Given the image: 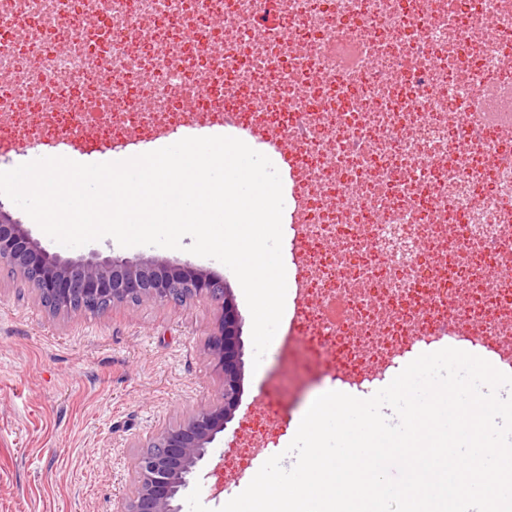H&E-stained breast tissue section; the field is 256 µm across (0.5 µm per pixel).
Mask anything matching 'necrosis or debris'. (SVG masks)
I'll return each mask as SVG.
<instances>
[{"mask_svg":"<svg viewBox=\"0 0 512 512\" xmlns=\"http://www.w3.org/2000/svg\"><path fill=\"white\" fill-rule=\"evenodd\" d=\"M349 35L370 45L369 67L314 55ZM308 62L306 96L283 101ZM12 83L62 136L106 111L107 139L119 122H183L196 85L215 103L236 92L304 146L289 345L360 392L376 381L366 364L417 343L478 346L512 369L498 342L512 323V99L490 120L479 97L512 89V0H0V109L13 116Z\"/></svg>","mask_w":512,"mask_h":512,"instance_id":"4bbe7bcc","label":"necrosis or debris"}]
</instances>
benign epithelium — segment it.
Here are the masks:
<instances>
[{
	"label": "benign epithelium",
	"mask_w": 512,
	"mask_h": 512,
	"mask_svg": "<svg viewBox=\"0 0 512 512\" xmlns=\"http://www.w3.org/2000/svg\"><path fill=\"white\" fill-rule=\"evenodd\" d=\"M16 271L56 317L93 313L141 302L179 308L205 299L219 312L207 339L212 371L221 382L215 399L178 427L162 426L133 465V484L117 512H181L173 505L189 486L217 474L211 448L233 418L243 391L241 319L224 279L187 264L91 252L66 257L51 252L24 225L0 211V264Z\"/></svg>",
	"instance_id": "7a95c632"
}]
</instances>
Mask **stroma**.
Instances as JSON below:
<instances>
[{
  "label": "stroma",
  "instance_id": "35a3bbf8",
  "mask_svg": "<svg viewBox=\"0 0 512 512\" xmlns=\"http://www.w3.org/2000/svg\"><path fill=\"white\" fill-rule=\"evenodd\" d=\"M56 137L46 119L26 111L0 131V170L48 156ZM0 209L34 238L65 256L103 254L188 263L223 276L242 320L243 394L215 442V458L255 444L249 469L224 465L201 483L216 512L242 492L263 463L284 454L311 403L333 390L332 368L314 371L282 338L280 324L260 367H253L252 318L241 286L221 262L185 250L124 248L110 237L62 248L8 198ZM216 320L202 300L173 309L152 302L98 316L50 317L40 299L0 265V512H115L128 493L131 462L159 427L176 426L219 388L205 351ZM280 423L269 424V404ZM274 437L263 440L261 426ZM285 456V454H284ZM293 457L285 456L284 467Z\"/></svg>",
  "mask_w": 512,
  "mask_h": 512
}]
</instances>
